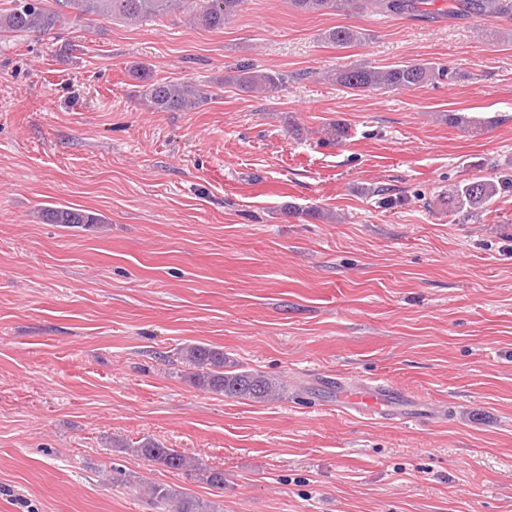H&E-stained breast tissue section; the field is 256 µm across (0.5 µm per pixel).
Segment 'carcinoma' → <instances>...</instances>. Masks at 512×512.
Returning a JSON list of instances; mask_svg holds the SVG:
<instances>
[{
    "mask_svg": "<svg viewBox=\"0 0 512 512\" xmlns=\"http://www.w3.org/2000/svg\"><path fill=\"white\" fill-rule=\"evenodd\" d=\"M0 8V33H43L66 23L67 15L77 21L92 17L99 20H122L138 24L153 18L180 16L199 28L219 30L238 16L247 0H54L50 9L46 0H8ZM302 13L334 14L375 12L396 16L429 15L427 6L435 0H291ZM444 14L450 17L491 15L512 19V0H448ZM325 43L344 45L365 39L355 27L335 26L321 34ZM139 81L140 97L155 112H189L210 99L208 90L193 82H161L153 78L149 66L135 64L130 68ZM449 75L445 65L431 62H402L390 66L355 64L321 72V77L354 91H396L422 87L443 80ZM288 83V75L277 71L239 64L225 71L224 84L248 92L275 93ZM512 187V179L473 178L448 186L444 202L448 210L474 217L494 202L501 191ZM46 224H96L99 218L74 208H49L42 212ZM176 356L193 369L191 379L200 389L261 402L282 390V383L258 372L236 369L227 363L224 352L204 344H185L176 349ZM116 447L168 470L183 471L212 487H224V471L203 465L173 448L145 437L135 446L116 442ZM149 495L162 502H175L174 512H217L208 502L158 485L148 486Z\"/></svg>",
    "mask_w": 512,
    "mask_h": 512,
    "instance_id": "1",
    "label": "carcinoma"
}]
</instances>
